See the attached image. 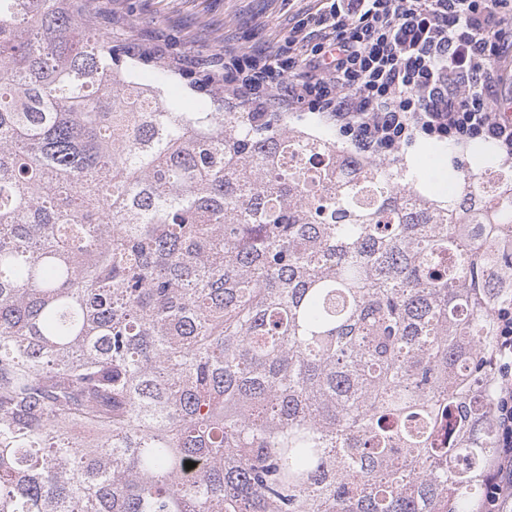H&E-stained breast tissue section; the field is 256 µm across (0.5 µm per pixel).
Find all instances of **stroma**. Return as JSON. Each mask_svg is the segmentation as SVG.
Returning <instances> with one entry per match:
<instances>
[{
  "label": "stroma",
  "instance_id": "obj_1",
  "mask_svg": "<svg viewBox=\"0 0 512 512\" xmlns=\"http://www.w3.org/2000/svg\"><path fill=\"white\" fill-rule=\"evenodd\" d=\"M320 0H92L100 32L122 45L139 43L177 69L137 64L141 82L157 86L169 105L199 112L204 105L224 111L219 96L197 91L193 83L220 68L225 51H274L295 22L316 11Z\"/></svg>",
  "mask_w": 512,
  "mask_h": 512
}]
</instances>
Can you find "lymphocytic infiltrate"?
<instances>
[{"mask_svg": "<svg viewBox=\"0 0 512 512\" xmlns=\"http://www.w3.org/2000/svg\"><path fill=\"white\" fill-rule=\"evenodd\" d=\"M506 2L326 0L277 50L226 52L208 84L231 107L316 115L364 157L484 140L511 162L512 118L495 110ZM494 317L498 451L478 512H512V302Z\"/></svg>", "mask_w": 512, "mask_h": 512, "instance_id": "1", "label": "lymphocytic infiltrate"}]
</instances>
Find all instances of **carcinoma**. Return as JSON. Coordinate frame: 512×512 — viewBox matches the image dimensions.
Listing matches in <instances>:
<instances>
[{"label": "carcinoma", "instance_id": "obj_1", "mask_svg": "<svg viewBox=\"0 0 512 512\" xmlns=\"http://www.w3.org/2000/svg\"><path fill=\"white\" fill-rule=\"evenodd\" d=\"M89 3L0 0V512H476L512 167L179 112Z\"/></svg>", "mask_w": 512, "mask_h": 512}]
</instances>
